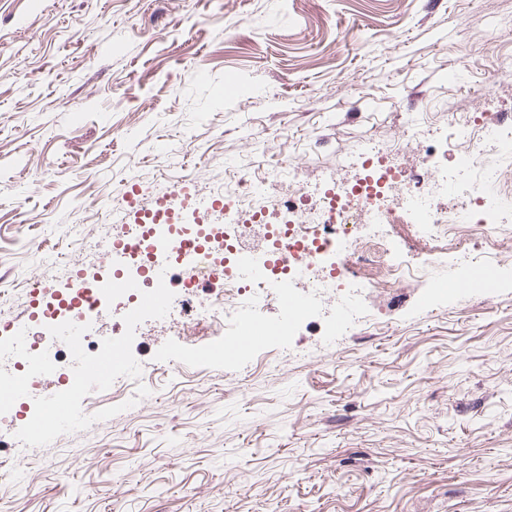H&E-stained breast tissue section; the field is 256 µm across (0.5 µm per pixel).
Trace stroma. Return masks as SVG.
Returning a JSON list of instances; mask_svg holds the SVG:
<instances>
[{
    "label": "stroma",
    "mask_w": 512,
    "mask_h": 512,
    "mask_svg": "<svg viewBox=\"0 0 512 512\" xmlns=\"http://www.w3.org/2000/svg\"><path fill=\"white\" fill-rule=\"evenodd\" d=\"M512 0H0V284L64 290L94 256L81 219L132 186H205L287 156L307 173L400 139L481 91L512 113ZM267 373L274 338L229 361L128 339L154 393L78 398L86 425L33 447L0 512H512V267ZM182 351L172 372L167 357Z\"/></svg>",
    "instance_id": "35a3bbf8"
}]
</instances>
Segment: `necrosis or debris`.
Instances as JSON below:
<instances>
[{"label": "necrosis or debris", "mask_w": 512, "mask_h": 512, "mask_svg": "<svg viewBox=\"0 0 512 512\" xmlns=\"http://www.w3.org/2000/svg\"><path fill=\"white\" fill-rule=\"evenodd\" d=\"M488 98L452 110L433 149L424 142L430 133L419 121L406 124L405 144L367 141L347 153L342 168H358L351 183L328 173L319 198L300 188L299 170L279 161L263 174L236 170L224 184L210 189L212 206L224 217L222 247L211 238L197 240V252L186 255L169 297L165 322L187 342H195L200 325L212 336L231 340L243 323H264L280 308L276 284L287 280L302 291L306 308L287 323L314 317L332 307L328 343L354 335L372 300L395 297L399 285L437 266L438 254L407 262L385 258L386 232L398 214L410 212L414 223L435 241L452 245L463 256L461 271L492 261L512 262L504 215H512V190L504 188L500 161L512 159V115L490 111ZM180 234L169 224L144 232L128 225L113 240L120 267L97 277L70 282L65 293L43 310L36 331L17 333L13 313L0 314V387L11 385L17 372L36 378L44 364L59 366L69 344L60 331L86 324L106 311L123 318L139 305L154 283L149 264H163ZM262 251L287 248L291 267L275 262L244 267L253 243ZM124 287H114V279Z\"/></svg>", "instance_id": "1"}]
</instances>
